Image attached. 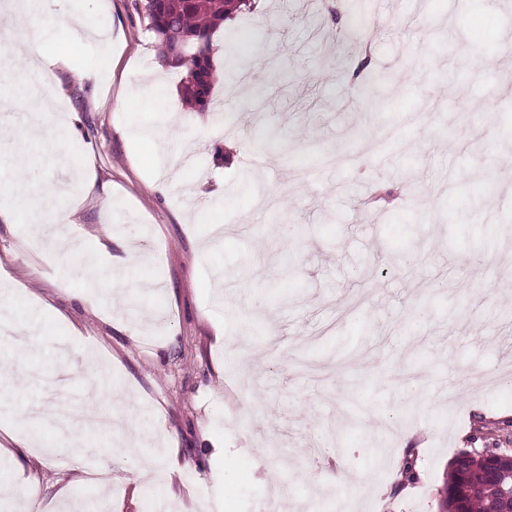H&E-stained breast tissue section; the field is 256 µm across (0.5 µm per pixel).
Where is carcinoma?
I'll use <instances>...</instances> for the list:
<instances>
[{"mask_svg":"<svg viewBox=\"0 0 512 512\" xmlns=\"http://www.w3.org/2000/svg\"><path fill=\"white\" fill-rule=\"evenodd\" d=\"M149 30L161 45V56L182 68V98L189 106L214 103L220 82L211 59L212 36L241 12L240 0H160L148 5ZM491 450L473 448L449 464L441 512H504L499 487L512 485V473L493 466Z\"/></svg>","mask_w":512,"mask_h":512,"instance_id":"obj_1","label":"carcinoma"}]
</instances>
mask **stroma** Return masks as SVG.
Listing matches in <instances>:
<instances>
[{
    "label": "stroma",
    "instance_id": "stroma-1",
    "mask_svg": "<svg viewBox=\"0 0 512 512\" xmlns=\"http://www.w3.org/2000/svg\"><path fill=\"white\" fill-rule=\"evenodd\" d=\"M80 6L110 48L68 22L65 0L38 42L24 15L0 20V255L44 273L0 282L14 332L0 340V444L36 442L0 459L9 512H27L33 453L48 478L76 464L61 402L78 421L111 416L86 427L88 446L143 435L152 469L115 454L112 492L48 489L43 512H201L204 497L227 512L310 497L317 512H439L449 461L486 446V429L512 439V387L470 381L512 370V185L482 175L512 171V0H341L339 29L320 0H255L212 38L224 134L183 105L184 72L161 68L141 0ZM34 49L65 89L55 111L78 116L63 151L18 94ZM61 53L83 77L54 65ZM130 94L139 111H121ZM379 183L406 191L368 208ZM57 190L75 225L28 239L17 193ZM100 228L140 260L97 254ZM113 277L111 319L92 316L91 281ZM102 370L122 400L96 394Z\"/></svg>",
    "mask_w": 512,
    "mask_h": 512
}]
</instances>
